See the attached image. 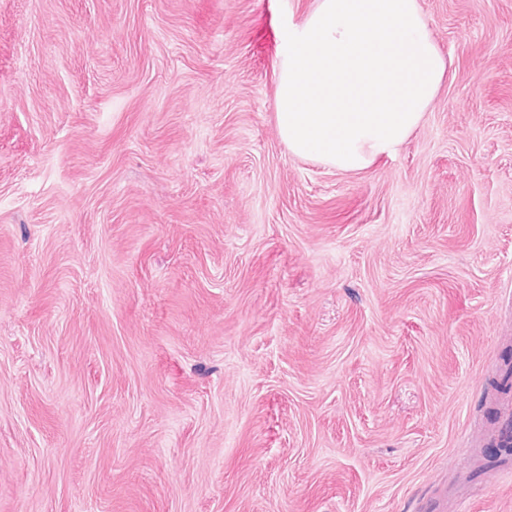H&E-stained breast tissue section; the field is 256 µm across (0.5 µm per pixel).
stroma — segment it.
Masks as SVG:
<instances>
[{"instance_id": "1", "label": "stroma", "mask_w": 512, "mask_h": 512, "mask_svg": "<svg viewBox=\"0 0 512 512\" xmlns=\"http://www.w3.org/2000/svg\"><path fill=\"white\" fill-rule=\"evenodd\" d=\"M346 173L275 120L313 0H0V512H512V0Z\"/></svg>"}]
</instances>
